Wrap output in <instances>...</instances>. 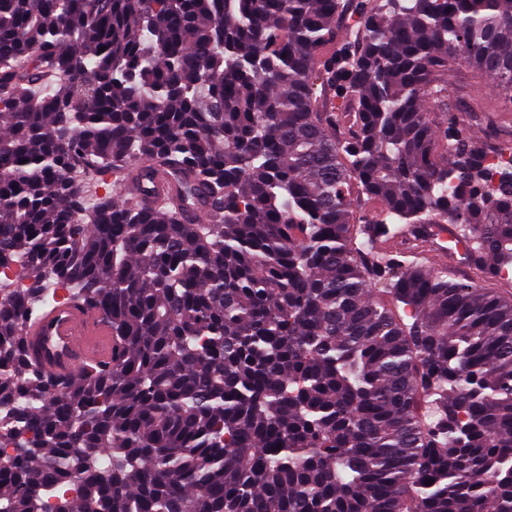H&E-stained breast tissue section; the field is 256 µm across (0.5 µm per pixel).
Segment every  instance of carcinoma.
I'll use <instances>...</instances> for the list:
<instances>
[{
	"mask_svg": "<svg viewBox=\"0 0 512 512\" xmlns=\"http://www.w3.org/2000/svg\"><path fill=\"white\" fill-rule=\"evenodd\" d=\"M460 67L512 127V0H0V512H512V300L419 257L512 267ZM448 87L450 90V96L448 97L449 110L464 114L468 106L477 101H481L485 106L486 112L479 113L477 122L473 120L470 122L479 143L487 147L512 143V135L508 130L502 131L494 137L486 135V126L490 122L498 120L496 112H488L492 111L495 106V91L488 83L475 75L471 69L464 67L448 74ZM29 335L34 359L54 373L72 374L112 358V326L93 308L57 306Z\"/></svg>",
	"mask_w": 512,
	"mask_h": 512,
	"instance_id": "carcinoma-1",
	"label": "carcinoma"
}]
</instances>
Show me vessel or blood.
Returning <instances> with one entry per match:
<instances>
[{"mask_svg": "<svg viewBox=\"0 0 512 512\" xmlns=\"http://www.w3.org/2000/svg\"><path fill=\"white\" fill-rule=\"evenodd\" d=\"M29 334L34 359L58 374H71L112 358V326L93 308L55 307Z\"/></svg>", "mask_w": 512, "mask_h": 512, "instance_id": "vessel-or-blood-1", "label": "vessel or blood"}]
</instances>
